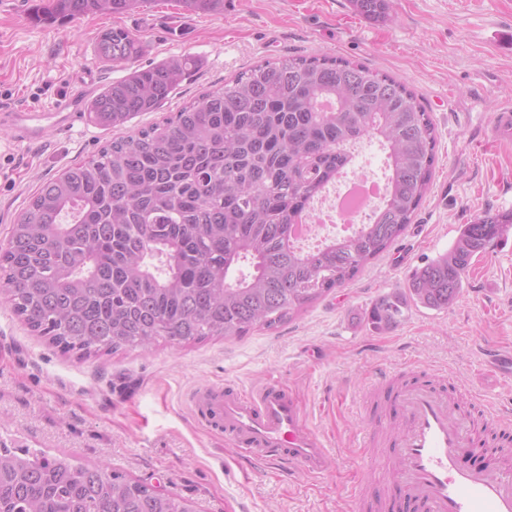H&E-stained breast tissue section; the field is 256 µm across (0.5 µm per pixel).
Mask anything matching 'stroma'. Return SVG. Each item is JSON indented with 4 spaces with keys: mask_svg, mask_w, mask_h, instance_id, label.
Returning <instances> with one entry per match:
<instances>
[{
    "mask_svg": "<svg viewBox=\"0 0 512 512\" xmlns=\"http://www.w3.org/2000/svg\"><path fill=\"white\" fill-rule=\"evenodd\" d=\"M38 0H0V100L48 108L57 95L103 87L124 68L99 59L96 38L121 26L142 45L138 65L201 58L163 112L223 86L264 61L331 53L388 74L412 90L439 134L438 160L416 216L385 253L277 329L199 343L159 340L150 350L81 359L30 332L0 297V445L26 446L111 470L192 501L196 512H350V494L387 445L369 446L361 407L383 369L413 365L485 423L512 412V381L486 363L488 346L512 347V248L473 258L457 302L415 307L389 329L366 317L381 295L447 252L462 225L512 210V145L494 144L489 120L512 102V0H393L374 22L350 0H224L220 13L149 0L123 15L35 23ZM133 119L128 132L161 120ZM114 131L84 121L40 140L14 142L0 127V246L43 181L85 162ZM276 377L301 399L329 451L321 476L287 472L238 454L198 418L192 392L208 384L251 387Z\"/></svg>",
    "mask_w": 512,
    "mask_h": 512,
    "instance_id": "obj_1",
    "label": "stroma"
}]
</instances>
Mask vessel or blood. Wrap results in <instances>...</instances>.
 I'll list each match as a JSON object with an SVG mask.
<instances>
[{"instance_id": "1", "label": "vessel or blood", "mask_w": 512, "mask_h": 512, "mask_svg": "<svg viewBox=\"0 0 512 512\" xmlns=\"http://www.w3.org/2000/svg\"><path fill=\"white\" fill-rule=\"evenodd\" d=\"M80 98L61 96L50 110L6 109L18 142H31L46 124L66 128L83 119ZM494 141L512 142V106L501 105L492 117ZM382 391L390 414L372 417L369 435L389 432L393 457L371 470L380 486L375 499L352 498V512H383L401 499L412 512H512V463L494 468L464 464L461 451L480 445L478 425L446 392L399 380L384 371L368 384L367 393ZM198 412L214 430L223 432L251 460L277 461L312 476L323 475L328 451L308 422L298 396L280 381L257 389L217 386L195 397Z\"/></svg>"}]
</instances>
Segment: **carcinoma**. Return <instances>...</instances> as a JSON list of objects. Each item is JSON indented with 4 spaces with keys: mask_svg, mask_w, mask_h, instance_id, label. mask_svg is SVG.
<instances>
[{
    "mask_svg": "<svg viewBox=\"0 0 512 512\" xmlns=\"http://www.w3.org/2000/svg\"><path fill=\"white\" fill-rule=\"evenodd\" d=\"M148 0H47L32 12L52 25L89 13L120 15ZM189 12L224 0H179ZM387 20L392 0H350ZM114 65L141 53L123 27L97 38ZM200 66L191 55L138 67L86 105L121 129L155 112ZM375 140L386 189L353 234L300 249L294 225ZM437 130L403 83L330 55L265 61L161 121L118 137L97 156L43 183L0 251L13 313L64 353L147 350L160 339L200 342L274 329L352 281L406 231L431 182ZM512 228V210L461 227L448 252L368 312L376 328L412 305L446 310L472 259ZM0 512H193L192 503L104 467L0 448Z\"/></svg>",
    "mask_w": 512,
    "mask_h": 512,
    "instance_id": "obj_1",
    "label": "carcinoma"
}]
</instances>
